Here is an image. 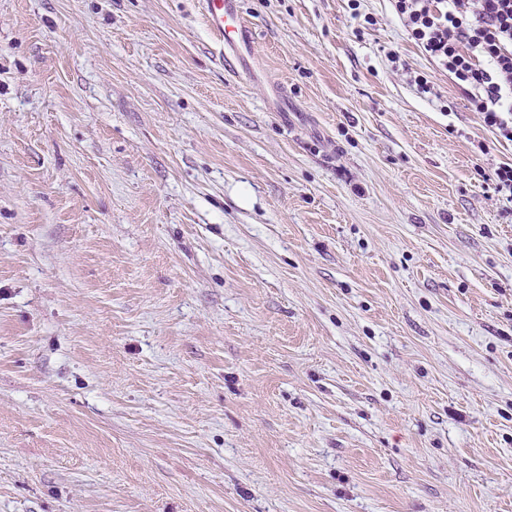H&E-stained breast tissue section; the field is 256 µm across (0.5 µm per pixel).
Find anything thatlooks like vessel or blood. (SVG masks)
<instances>
[{"instance_id": "vessel-or-blood-1", "label": "vessel or blood", "mask_w": 512, "mask_h": 512, "mask_svg": "<svg viewBox=\"0 0 512 512\" xmlns=\"http://www.w3.org/2000/svg\"><path fill=\"white\" fill-rule=\"evenodd\" d=\"M200 4L226 61L233 65L245 61L254 44V35L240 16L239 0H200Z\"/></svg>"}]
</instances>
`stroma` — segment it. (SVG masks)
<instances>
[{
    "instance_id": "35a3bbf8",
    "label": "stroma",
    "mask_w": 512,
    "mask_h": 512,
    "mask_svg": "<svg viewBox=\"0 0 512 512\" xmlns=\"http://www.w3.org/2000/svg\"><path fill=\"white\" fill-rule=\"evenodd\" d=\"M240 10L0 0V512H512V142L390 0ZM209 29L224 52V62L237 69L254 44V35L241 19L239 0H200Z\"/></svg>"
}]
</instances>
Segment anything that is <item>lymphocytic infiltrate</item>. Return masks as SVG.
I'll return each mask as SVG.
<instances>
[{"label": "lymphocytic infiltrate", "mask_w": 512, "mask_h": 512, "mask_svg": "<svg viewBox=\"0 0 512 512\" xmlns=\"http://www.w3.org/2000/svg\"><path fill=\"white\" fill-rule=\"evenodd\" d=\"M411 40L512 141V0H393Z\"/></svg>", "instance_id": "f902f5d3"}]
</instances>
